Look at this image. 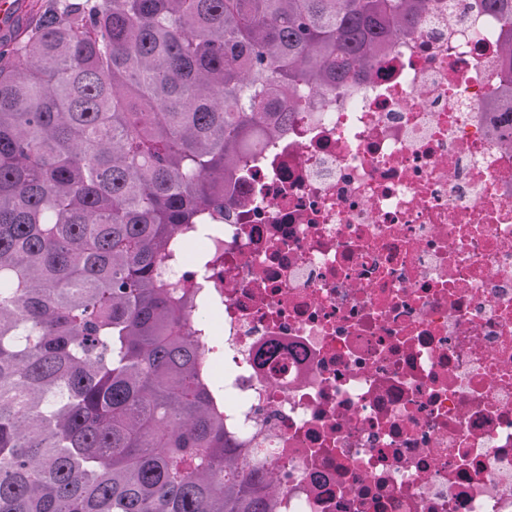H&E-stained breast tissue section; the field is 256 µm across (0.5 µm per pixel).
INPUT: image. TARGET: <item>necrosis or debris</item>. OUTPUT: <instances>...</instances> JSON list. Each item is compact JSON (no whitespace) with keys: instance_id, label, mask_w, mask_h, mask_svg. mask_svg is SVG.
<instances>
[{"instance_id":"obj_1","label":"necrosis or debris","mask_w":512,"mask_h":512,"mask_svg":"<svg viewBox=\"0 0 512 512\" xmlns=\"http://www.w3.org/2000/svg\"><path fill=\"white\" fill-rule=\"evenodd\" d=\"M502 21L413 32L241 163L159 271L275 512H512V94ZM501 100L499 109L489 106Z\"/></svg>"}]
</instances>
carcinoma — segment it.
<instances>
[{
    "label": "carcinoma",
    "instance_id": "1",
    "mask_svg": "<svg viewBox=\"0 0 512 512\" xmlns=\"http://www.w3.org/2000/svg\"><path fill=\"white\" fill-rule=\"evenodd\" d=\"M503 20L512 70V0ZM428 0H50L0 42V512H274L158 269Z\"/></svg>",
    "mask_w": 512,
    "mask_h": 512
}]
</instances>
